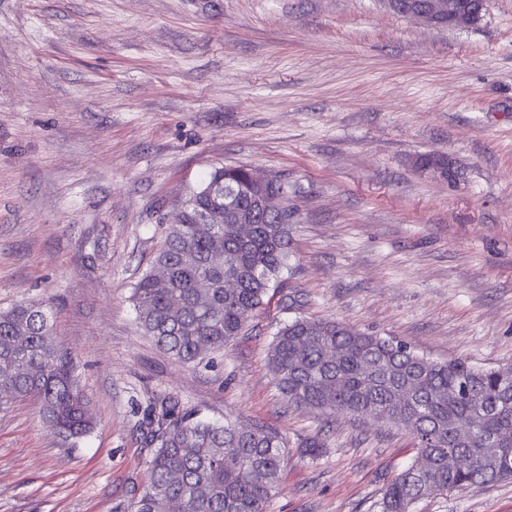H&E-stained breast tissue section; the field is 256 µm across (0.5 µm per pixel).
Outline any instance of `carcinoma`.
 Instances as JSON below:
<instances>
[{"label": "carcinoma", "mask_w": 512, "mask_h": 512, "mask_svg": "<svg viewBox=\"0 0 512 512\" xmlns=\"http://www.w3.org/2000/svg\"><path fill=\"white\" fill-rule=\"evenodd\" d=\"M421 171L448 160L416 159ZM224 223L207 219L224 200ZM288 178L249 184L248 167L212 169L174 214L155 269L132 289L146 335L170 357L198 365L224 352L268 304L272 280L286 265L291 224ZM278 196L279 211H254ZM254 213V223L238 224ZM233 277L235 288L224 287ZM269 368L288 407L322 414H373L412 434L419 461L392 480L379 512H412L422 498L512 480V368L462 359L435 361L406 344L336 322L296 319L274 334ZM32 397L67 439L93 428L71 354L53 338L48 310L17 304L0 311V397ZM465 415L475 426H461ZM148 481L135 512H267L280 485L287 443L262 423L211 422L168 399L147 413ZM469 457L461 466L455 457Z\"/></svg>", "instance_id": "cac0c4a2"}]
</instances>
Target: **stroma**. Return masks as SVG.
<instances>
[{
	"label": "stroma",
	"instance_id": "35a3bbf8",
	"mask_svg": "<svg viewBox=\"0 0 512 512\" xmlns=\"http://www.w3.org/2000/svg\"><path fill=\"white\" fill-rule=\"evenodd\" d=\"M442 153L453 181L421 173ZM288 178L280 295L189 367L142 331L132 288L213 167ZM284 293V294H285ZM48 309L93 430L64 442L34 398L0 405V512H131L172 398L283 435L267 512H378L417 458L398 424L294 410L268 368L296 318L434 360L512 366V0L435 29L381 0H0V311ZM322 436L320 457L300 444ZM414 512H512V481Z\"/></svg>",
	"mask_w": 512,
	"mask_h": 512
}]
</instances>
